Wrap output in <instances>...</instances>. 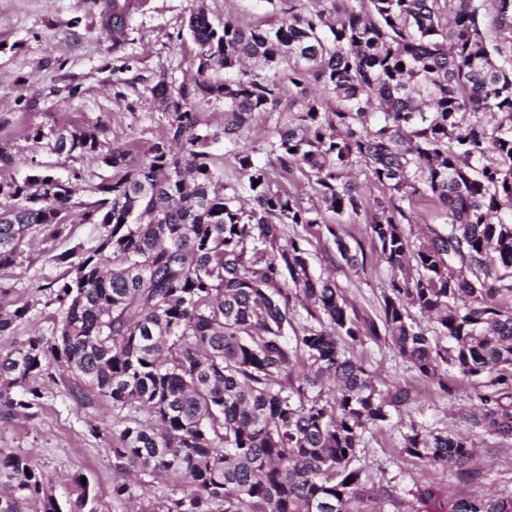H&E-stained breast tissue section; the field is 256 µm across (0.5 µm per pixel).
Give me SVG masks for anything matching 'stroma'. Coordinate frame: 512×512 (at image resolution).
<instances>
[{"label": "stroma", "instance_id": "obj_1", "mask_svg": "<svg viewBox=\"0 0 512 512\" xmlns=\"http://www.w3.org/2000/svg\"><path fill=\"white\" fill-rule=\"evenodd\" d=\"M104 0H0V143H8L14 161L0 165V182L21 180L29 160L51 165L59 179L79 170L77 194L85 198L102 179L111 177L97 155L75 158L52 149L53 130L61 126L104 123L106 139L149 147L168 127V116L156 110L144 88L159 77L181 83L195 71L197 47L185 28L196 0H139L126 37L113 42L103 28ZM214 25L226 20L253 26L276 23L278 17L255 6V0H206ZM288 118L284 112L254 113L244 142L260 163L272 161L270 143ZM42 131L43 141L33 139ZM414 223L403 230L412 248L434 233H446L445 216L433 203L413 206ZM106 230L74 221L68 237L44 241L32 234L30 244L0 286L9 302L28 304L29 311L11 334L0 336V350L24 343L35 334H50L62 317L53 290L66 268L55 257L70 250L82 255L97 245ZM284 237L299 240L309 253L315 276H332L348 311L359 322L380 321L392 271L375 249L364 220L312 226L288 224ZM342 236L361 247L356 265L343 261L334 244ZM370 372L379 390H409L408 404L391 410L387 420L367 424L353 467L362 471L365 493L361 512H417L418 487L432 485L449 496L512 498V436L494 432L485 422L477 382L449 369L448 386L419 375L394 348L387 332L364 336L350 349ZM112 404L96 401L80 409L62 383L45 379L33 415L0 421V448L26 456L42 472L58 501L75 498L74 476L89 482L85 512H126L127 501L112 497ZM465 437L476 451V478L467 480L456 467L425 464L403 451L412 431Z\"/></svg>", "mask_w": 512, "mask_h": 512}]
</instances>
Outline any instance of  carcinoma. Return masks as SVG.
I'll list each match as a JSON object with an SVG mask.
<instances>
[{
  "instance_id": "carcinoma-1",
  "label": "carcinoma",
  "mask_w": 512,
  "mask_h": 512,
  "mask_svg": "<svg viewBox=\"0 0 512 512\" xmlns=\"http://www.w3.org/2000/svg\"><path fill=\"white\" fill-rule=\"evenodd\" d=\"M275 26L224 21L200 0L188 21L196 74L178 87H146L166 135L147 152L103 141L97 125L55 131L58 154L95 153L115 171L76 197L36 159L20 181L0 182V271L16 266L36 229L68 236L70 217L108 227L68 266L63 307L50 335L0 354V419L37 405L31 381L52 359L81 407L112 400V466L182 487L162 512H348L360 498L352 467L367 423L409 400L385 395L340 341L357 321L334 281L314 277L308 250L285 244L282 226L324 224L331 212L365 217L393 271L382 322L399 354L426 378L451 364L488 388L487 424L512 436V0H261ZM224 71V79L213 73ZM324 95L308 92L311 83ZM224 101V142L234 147L240 187L224 185L207 146L218 140L200 104ZM254 112H287L270 144L282 173L315 178L321 205L302 206L273 188L267 165L237 148ZM362 164L386 193L367 201L344 180ZM444 212L448 232L411 249L404 202ZM414 260L417 277L404 275ZM459 269H454L455 263ZM313 306L288 336L295 301ZM437 315L436 336L407 322L409 309ZM27 306L0 300V336ZM451 341L439 345L438 338ZM303 373L293 376L296 360ZM404 451L452 464L467 478L474 452L457 436H406ZM72 482L60 504L25 456L0 448V512H84L89 487ZM426 512H512V498H453L418 489ZM437 508L430 509V505Z\"/></svg>"
}]
</instances>
